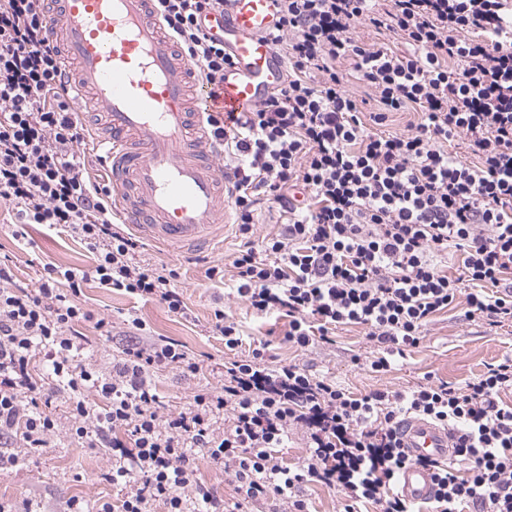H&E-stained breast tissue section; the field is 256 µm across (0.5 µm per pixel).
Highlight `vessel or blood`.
I'll use <instances>...</instances> for the list:
<instances>
[{
  "mask_svg": "<svg viewBox=\"0 0 512 512\" xmlns=\"http://www.w3.org/2000/svg\"><path fill=\"white\" fill-rule=\"evenodd\" d=\"M152 0H49L47 31L66 62L76 101L97 109L109 164L112 210L144 241L193 254L224 244L230 211L223 150L205 125L209 112H249L283 83L286 66L267 35L276 0H224L202 22L235 60L205 85L187 54L152 13ZM412 457L448 460V429L408 421ZM399 488L412 502L434 493L430 474L409 467Z\"/></svg>",
  "mask_w": 512,
  "mask_h": 512,
  "instance_id": "obj_1",
  "label": "vessel or blood"
}]
</instances>
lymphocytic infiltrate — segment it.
<instances>
[{
    "mask_svg": "<svg viewBox=\"0 0 512 512\" xmlns=\"http://www.w3.org/2000/svg\"><path fill=\"white\" fill-rule=\"evenodd\" d=\"M154 13L196 66L200 82L224 79L232 60L199 20L224 0H152ZM279 0L270 40L287 66L284 85L253 111L210 113L224 143L240 245L230 293L260 316L287 318L285 341L301 350L333 344L342 325L365 328L373 372L390 370L425 328L465 297L470 317L512 322V0ZM46 0H0V200L23 225L78 237L92 271L43 266L34 288L0 264V469L51 447L63 403L66 435L112 458L109 500L69 498L62 512H307L302 489L339 490L343 512H416L399 495L401 472L432 474L428 512H512V358L459 387L355 394L296 363L271 365L268 343L236 357L243 335L224 309L214 328L234 356L219 384L180 408L161 401L155 373L185 376L203 364L178 341L150 333L136 313L111 365L83 361L89 279L155 300L175 316L189 308L177 269L135 260L138 242L115 223L108 181L91 178L79 147L85 128L64 98V62L47 37ZM368 24L402 36L399 55L360 42ZM374 94L363 114L343 87L340 62ZM420 120L388 130L395 114ZM466 141L463 163L448 143ZM278 205L280 232L258 236L263 203ZM462 253L460 277L438 265ZM469 292H462L461 283ZM448 428L454 459L411 458L402 424ZM308 454L295 469L275 461L291 431ZM221 467L234 487L220 500L196 477L199 461Z\"/></svg>",
    "mask_w": 512,
    "mask_h": 512,
    "instance_id": "1",
    "label": "lymphocytic infiltrate"
}]
</instances>
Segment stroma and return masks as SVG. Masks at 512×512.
<instances>
[{
  "label": "stroma",
  "mask_w": 512,
  "mask_h": 512,
  "mask_svg": "<svg viewBox=\"0 0 512 512\" xmlns=\"http://www.w3.org/2000/svg\"><path fill=\"white\" fill-rule=\"evenodd\" d=\"M13 220L12 205L0 203V262L12 268L17 285L34 287L37 270L47 263L84 270L93 267V255L67 234L36 226L29 230L28 244H18L12 236ZM237 244L234 225H227L223 250L207 254L205 263L201 264L165 248L140 243L135 252L137 260L178 269L177 285L182 288L190 309L186 319L168 313L157 301L134 298L89 280L82 302L91 318L80 326L87 338L85 362L93 367L109 362L119 348L118 343L100 336L96 320L111 321L114 334L119 335L125 329L128 313L135 312L145 320L152 334L179 341L203 360V373L194 378L168 369L157 371L156 385L169 406L186 405L197 389L217 385L230 353L224 347L223 337L212 328L218 292L205 278L204 271L206 264L228 263ZM226 311L241 325L247 342L271 338V352L276 361L307 366L312 372L335 378L357 394L382 388L403 390L431 379L461 384L481 374L487 364L512 356V323L491 326L469 318L461 299L439 314L427 326L419 346L384 374L373 372L365 360L370 346L363 327H338L334 344L301 351L282 342L284 326L275 318L258 317L237 300L229 301ZM356 354L363 355V362L353 363ZM111 466L112 460L104 450L79 448L61 439L42 455L27 458L23 465L0 471V500L18 504L29 500L33 505L45 506L59 505L70 497L80 496L93 503L114 494L111 484L100 478Z\"/></svg>",
  "instance_id": "stroma-1"
}]
</instances>
